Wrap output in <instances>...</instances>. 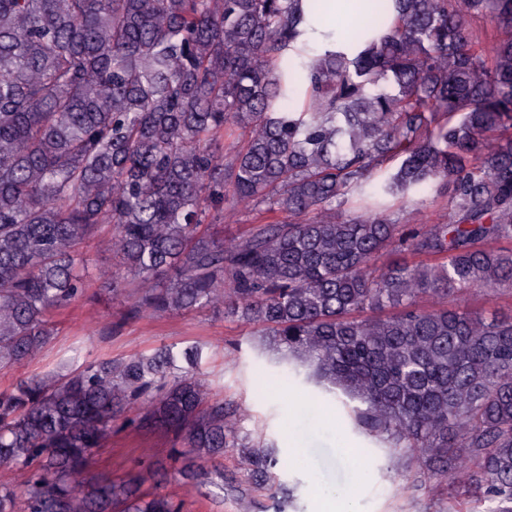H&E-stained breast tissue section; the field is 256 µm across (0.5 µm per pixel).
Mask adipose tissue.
I'll use <instances>...</instances> for the list:
<instances>
[{
  "label": "adipose tissue",
  "mask_w": 512,
  "mask_h": 512,
  "mask_svg": "<svg viewBox=\"0 0 512 512\" xmlns=\"http://www.w3.org/2000/svg\"><path fill=\"white\" fill-rule=\"evenodd\" d=\"M378 0H301L306 32L294 44L290 55L310 60L339 46L349 30L370 20Z\"/></svg>",
  "instance_id": "obj_1"
}]
</instances>
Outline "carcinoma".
<instances>
[{"label": "carcinoma", "mask_w": 512, "mask_h": 512, "mask_svg": "<svg viewBox=\"0 0 512 512\" xmlns=\"http://www.w3.org/2000/svg\"><path fill=\"white\" fill-rule=\"evenodd\" d=\"M298 4L0 0V370L56 336L89 288L84 244L110 225L131 314L224 300L357 429L512 512V312L443 303L512 288V0L382 3L385 31L309 62L286 56ZM441 184L448 223L404 233L390 199ZM349 197L359 211L337 217ZM250 201L288 220L217 238L224 205ZM398 240L419 260L375 266ZM202 355L162 347L0 391V470L25 477L0 512H181L160 462L91 473L117 426L170 431L186 485L226 448L266 482L279 459L226 423Z\"/></svg>", "instance_id": "carcinoma-1"}]
</instances>
